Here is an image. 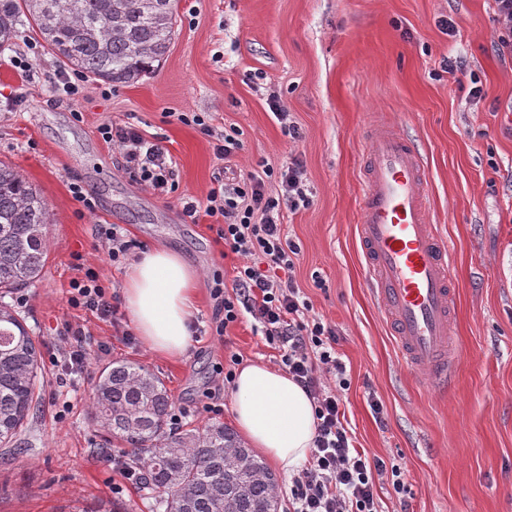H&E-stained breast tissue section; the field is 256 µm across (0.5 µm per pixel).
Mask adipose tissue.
<instances>
[{"label":"adipose tissue","instance_id":"1","mask_svg":"<svg viewBox=\"0 0 512 512\" xmlns=\"http://www.w3.org/2000/svg\"><path fill=\"white\" fill-rule=\"evenodd\" d=\"M198 270L163 246L144 250L125 274L123 299L131 324L152 352L183 355L191 343ZM232 416L253 447L284 473L307 461L315 438L314 405L285 371L266 363L239 368L231 391Z\"/></svg>","mask_w":512,"mask_h":512}]
</instances>
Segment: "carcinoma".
Listing matches in <instances>:
<instances>
[{"instance_id": "carcinoma-1", "label": "carcinoma", "mask_w": 512, "mask_h": 512, "mask_svg": "<svg viewBox=\"0 0 512 512\" xmlns=\"http://www.w3.org/2000/svg\"><path fill=\"white\" fill-rule=\"evenodd\" d=\"M174 0H0V47L38 29L68 68L116 86L138 82L167 53ZM46 204L0 164V447L22 455L40 408L39 344L4 301L39 277L47 252ZM171 398L142 366L114 360L98 375L93 420L143 470L152 512H276L277 480L222 423L169 427Z\"/></svg>"}]
</instances>
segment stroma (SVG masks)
Segmentation results:
<instances>
[{
    "label": "stroma",
    "mask_w": 512,
    "mask_h": 512,
    "mask_svg": "<svg viewBox=\"0 0 512 512\" xmlns=\"http://www.w3.org/2000/svg\"><path fill=\"white\" fill-rule=\"evenodd\" d=\"M452 17L455 35L443 32ZM492 0H177L169 49L139 82L107 88L87 79L76 100L55 95L62 65L28 33L0 50V161L42 194L51 214L48 259L40 278L9 296L38 337L42 406L24 434L27 454L0 459V512H58L80 498L127 512H149V493H116L100 460L104 441L91 420L95 380L113 359L139 363L162 379L186 424L233 425L230 406L205 413L216 366L236 352L272 362L274 351L250 319L216 335L215 278L231 283L238 259L209 227L183 213V198L205 200L224 169L208 139L182 124L198 112L239 130L242 172L306 165L308 206L290 212L289 238L300 249L295 280L311 316L335 326L346 366V418L357 447L403 468L406 498L390 478L377 484L382 512H512V63L492 42ZM41 46L35 78L21 80L14 57ZM450 57L463 68L443 72ZM488 92L474 101L472 79ZM281 97L299 127L284 135L269 109ZM133 120L161 138L175 162L177 192L161 197L136 182L118 150L102 139L110 121ZM398 127L424 159L428 219L447 241L457 304L452 334L466 355L433 391L402 361L365 279L357 241L367 133ZM78 181L96 198L87 211L70 191ZM118 224L136 250L164 246L199 272L191 344L178 358L126 343L111 323L71 308L66 291L76 262L95 267L122 291L125 266L98 245L95 227ZM86 324L107 341L82 373L58 385L50 362L66 322Z\"/></svg>",
    "instance_id": "35a3bbf8"
}]
</instances>
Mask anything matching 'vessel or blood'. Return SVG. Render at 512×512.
Returning a JSON list of instances; mask_svg holds the SVG:
<instances>
[{
	"label": "vessel or blood",
	"instance_id": "obj_1",
	"mask_svg": "<svg viewBox=\"0 0 512 512\" xmlns=\"http://www.w3.org/2000/svg\"><path fill=\"white\" fill-rule=\"evenodd\" d=\"M364 166L358 237L365 277L406 365L427 387L465 354L450 333V253L428 220L426 169L410 140L379 128Z\"/></svg>",
	"mask_w": 512,
	"mask_h": 512
}]
</instances>
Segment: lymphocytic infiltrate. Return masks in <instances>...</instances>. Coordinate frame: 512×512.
Instances as JSON below:
<instances>
[{"label": "lymphocytic infiltrate", "instance_id": "f902f5d3", "mask_svg": "<svg viewBox=\"0 0 512 512\" xmlns=\"http://www.w3.org/2000/svg\"><path fill=\"white\" fill-rule=\"evenodd\" d=\"M178 121L196 126L205 135L218 159L231 161L242 146L237 130H218L197 112H181ZM100 134L117 147L126 170L152 190H175L173 160L158 138L145 135L136 125L106 123ZM276 181L279 193H269L267 181ZM306 168L300 156L286 166L265 169L263 175H232L212 188L205 201H188L183 211L189 218L209 217L225 248L240 257L231 290L216 286L214 298L222 313L217 335L243 317H250L277 350L281 368L306 391L315 406L316 435L304 468L288 487V512H380L377 482L391 475L395 493L405 483L400 468H387L382 459L356 448L342 407L341 392L348 381L346 368L336 351V330L311 317L310 306L294 280L297 246L284 232L286 212L307 205ZM68 304L95 313L120 326L121 318L112 294L98 273L76 264ZM62 368L57 377L66 385L72 371L84 369L91 351L106 352L88 327L66 323L56 338Z\"/></svg>", "mask_w": 512, "mask_h": 512}]
</instances>
